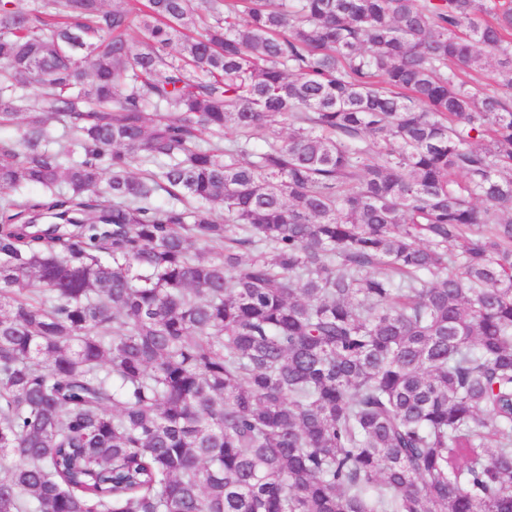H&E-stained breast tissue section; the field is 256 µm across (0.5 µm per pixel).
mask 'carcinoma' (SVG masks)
I'll return each instance as SVG.
<instances>
[{
	"label": "carcinoma",
	"instance_id": "carcinoma-1",
	"mask_svg": "<svg viewBox=\"0 0 512 512\" xmlns=\"http://www.w3.org/2000/svg\"><path fill=\"white\" fill-rule=\"evenodd\" d=\"M21 113L0 512H512V0H0Z\"/></svg>",
	"mask_w": 512,
	"mask_h": 512
}]
</instances>
